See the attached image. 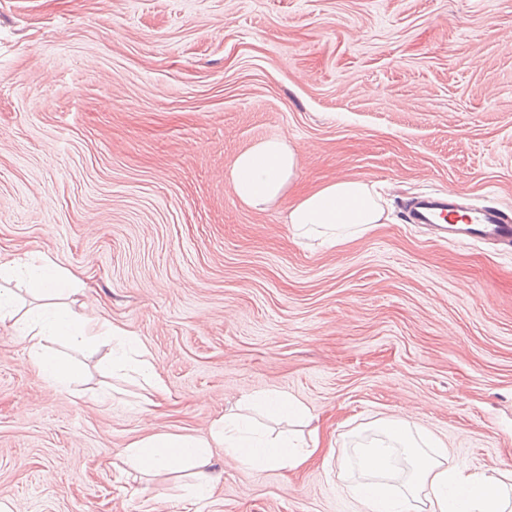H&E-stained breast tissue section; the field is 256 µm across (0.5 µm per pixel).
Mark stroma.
Segmentation results:
<instances>
[{"label": "stroma", "mask_w": 512, "mask_h": 512, "mask_svg": "<svg viewBox=\"0 0 512 512\" xmlns=\"http://www.w3.org/2000/svg\"><path fill=\"white\" fill-rule=\"evenodd\" d=\"M512 0H0V256L50 255L77 310L137 336L154 417L109 346L69 389L0 329V496L12 512H363L354 448L404 418L449 462L512 471V248L404 223L453 192L512 215ZM299 160L255 210L225 179L255 141ZM346 176L388 219L335 249L288 208ZM267 391L321 437L304 468L143 476L147 432L207 435Z\"/></svg>", "instance_id": "1"}]
</instances>
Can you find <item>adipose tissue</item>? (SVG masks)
I'll return each mask as SVG.
<instances>
[{"mask_svg": "<svg viewBox=\"0 0 512 512\" xmlns=\"http://www.w3.org/2000/svg\"><path fill=\"white\" fill-rule=\"evenodd\" d=\"M298 158L278 137L258 140L234 160L226 181L245 206L258 208L285 195L297 178ZM385 210L372 185L339 178L300 195L289 207L288 222L300 238H321L337 248L360 238L382 223ZM6 280L25 285L35 305L18 311L14 293L2 289ZM77 279L45 254L0 262V326L11 329L24 344L42 377L64 389L76 378V366L62 349L84 350L101 340L113 341L112 368L134 374L151 396L138 403L141 413L153 414L156 393L163 386L145 345L127 331L74 309L69 299ZM243 413H227L214 421L208 437L155 431L133 441L126 462L144 475L189 472L198 497H207L220 475L213 467L214 449H223L242 471L275 468L295 471L317 452L320 439L310 430L304 440L262 431L261 419L304 422L306 407L283 393H265L246 402ZM379 433L357 450L364 480L351 494L366 512H512V472L498 481L467 472L448 462L445 443L434 435L415 438L407 420L390 419ZM403 450L408 468L402 486H395L396 450Z\"/></svg>", "mask_w": 512, "mask_h": 512, "instance_id": "adipose-tissue-1", "label": "adipose tissue"}]
</instances>
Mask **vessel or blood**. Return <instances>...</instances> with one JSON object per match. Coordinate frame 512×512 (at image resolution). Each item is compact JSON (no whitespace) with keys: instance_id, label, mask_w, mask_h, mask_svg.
Returning <instances> with one entry per match:
<instances>
[{"instance_id":"obj_1","label":"vessel or blood","mask_w":512,"mask_h":512,"mask_svg":"<svg viewBox=\"0 0 512 512\" xmlns=\"http://www.w3.org/2000/svg\"><path fill=\"white\" fill-rule=\"evenodd\" d=\"M404 221L433 227L446 224L448 235L459 242L491 240L507 245L512 243V220L492 206L463 208L456 202L420 197L408 204Z\"/></svg>"}]
</instances>
